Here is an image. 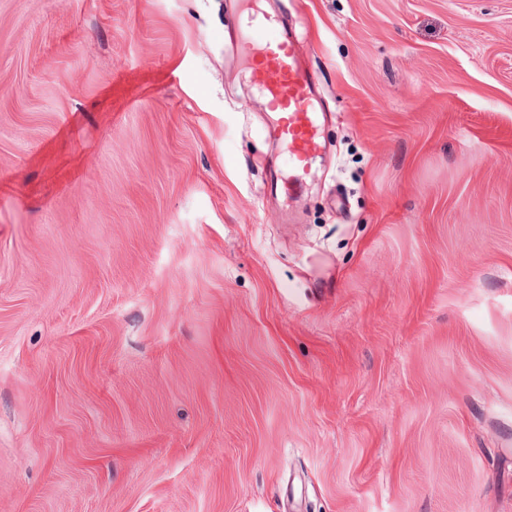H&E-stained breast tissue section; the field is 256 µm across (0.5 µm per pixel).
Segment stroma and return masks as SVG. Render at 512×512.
Instances as JSON below:
<instances>
[{"label":"stroma","instance_id":"35a3bbf8","mask_svg":"<svg viewBox=\"0 0 512 512\" xmlns=\"http://www.w3.org/2000/svg\"><path fill=\"white\" fill-rule=\"evenodd\" d=\"M0 0V512H512V0ZM253 52L249 61L251 82L271 100L287 119L269 130V136L288 150V179L281 191L292 196L311 175L322 149L325 118L316 79L298 56L296 34L265 12L248 14L244 21Z\"/></svg>","mask_w":512,"mask_h":512}]
</instances>
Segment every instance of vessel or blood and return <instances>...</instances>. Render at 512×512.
I'll return each instance as SVG.
<instances>
[{
	"label": "vessel or blood",
	"mask_w": 512,
	"mask_h": 512,
	"mask_svg": "<svg viewBox=\"0 0 512 512\" xmlns=\"http://www.w3.org/2000/svg\"><path fill=\"white\" fill-rule=\"evenodd\" d=\"M253 52L251 82L288 110L287 119L271 128L269 136L288 151V178L280 189L293 195L311 175L322 143L325 118L317 83L299 57L296 34L265 12L248 14L244 21Z\"/></svg>",
	"instance_id": "obj_1"
}]
</instances>
